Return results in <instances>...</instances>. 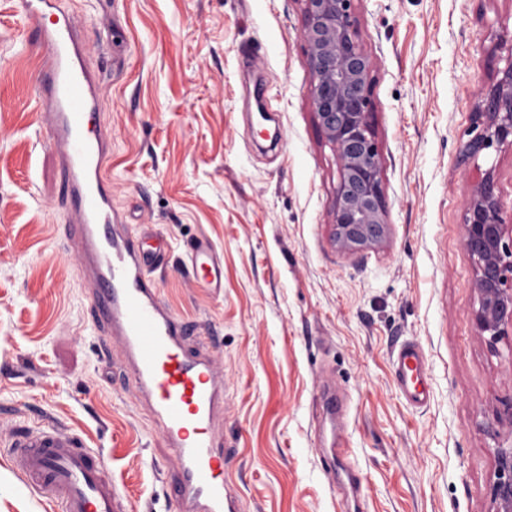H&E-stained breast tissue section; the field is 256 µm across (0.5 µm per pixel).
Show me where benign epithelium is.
Returning <instances> with one entry per match:
<instances>
[{"label":"benign epithelium","mask_w":512,"mask_h":512,"mask_svg":"<svg viewBox=\"0 0 512 512\" xmlns=\"http://www.w3.org/2000/svg\"><path fill=\"white\" fill-rule=\"evenodd\" d=\"M304 2L310 98L339 162L334 242L343 252L378 248L388 235L387 210L371 122V61L360 42L353 0ZM474 123L481 132L464 149L474 164L464 200L463 245L474 267V325L493 346L512 335V224L504 218L493 170L475 160L495 143L512 146V62L478 106ZM496 472L494 512H512V445L496 449Z\"/></svg>","instance_id":"obj_1"}]
</instances>
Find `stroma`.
Listing matches in <instances>:
<instances>
[{
  "instance_id": "1",
  "label": "stroma",
  "mask_w": 512,
  "mask_h": 512,
  "mask_svg": "<svg viewBox=\"0 0 512 512\" xmlns=\"http://www.w3.org/2000/svg\"><path fill=\"white\" fill-rule=\"evenodd\" d=\"M0 0V432L46 420L103 449L128 512H176V468L104 353L55 155L27 88L36 32ZM104 70L113 204L162 233V296L224 361L226 477L243 512H493L497 412L512 341L471 318L462 244L473 114L512 62V0H355L373 62L372 125L389 233L354 254L332 240L333 146L311 105L303 0H66ZM494 168L512 218V148ZM204 236L224 262L213 297L179 265ZM419 344L430 401L409 405L392 355ZM344 400L326 420L322 386ZM363 476L341 487L334 438ZM0 512H52L0 446Z\"/></svg>"
}]
</instances>
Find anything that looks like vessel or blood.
<instances>
[{
  "label": "vessel or blood",
  "mask_w": 512,
  "mask_h": 512,
  "mask_svg": "<svg viewBox=\"0 0 512 512\" xmlns=\"http://www.w3.org/2000/svg\"><path fill=\"white\" fill-rule=\"evenodd\" d=\"M36 31L42 51L34 89L43 141L54 148L71 207L70 247L81 259L87 298L119 345L131 401L142 404L163 434L177 468L178 512H239L225 479L234 451L224 445V373L210 337L188 340V325L163 299L155 272L171 251L157 232H133L112 203V131L100 119L103 84L91 59L82 21L62 0H13ZM181 267L197 287L220 293L224 266L213 244L199 237ZM404 399L428 402L423 350L402 345L393 355ZM15 469L57 512H126L102 450L55 424L16 426L10 442Z\"/></svg>",
  "instance_id": "b4317fda"
}]
</instances>
